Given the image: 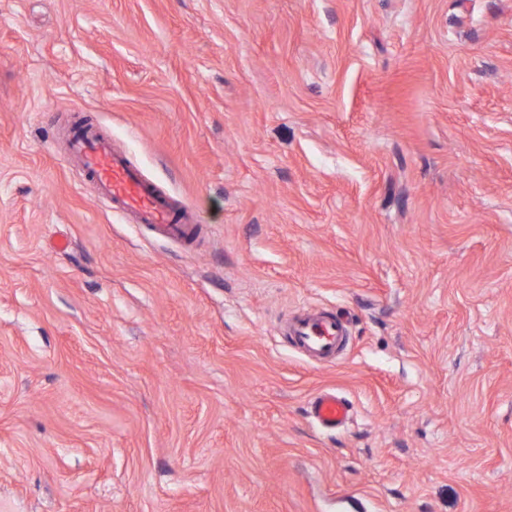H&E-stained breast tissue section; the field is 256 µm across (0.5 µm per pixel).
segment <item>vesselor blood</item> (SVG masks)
Here are the masks:
<instances>
[{"mask_svg":"<svg viewBox=\"0 0 512 512\" xmlns=\"http://www.w3.org/2000/svg\"><path fill=\"white\" fill-rule=\"evenodd\" d=\"M65 152L71 161L90 174L101 194L118 210L135 214L139 223L151 225L166 236L181 239L191 236L188 215L175 214L158 193L148 189L127 159L114 151L111 142L94 126L72 121L66 135ZM287 330L295 348L324 362L334 361L348 342L338 321L317 311L305 312L290 322ZM310 409L321 428L335 430L347 423L351 406L342 396L324 391L312 397Z\"/></svg>","mask_w":512,"mask_h":512,"instance_id":"1","label":"vessel or blood"}]
</instances>
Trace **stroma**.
<instances>
[{
    "mask_svg": "<svg viewBox=\"0 0 512 512\" xmlns=\"http://www.w3.org/2000/svg\"><path fill=\"white\" fill-rule=\"evenodd\" d=\"M0 512H512V0H0ZM79 120L75 118L68 128L65 152L90 174L101 194L116 209L135 214L139 223L151 225L169 237L188 239L193 231L189 224L190 209L176 216L158 193L146 187L127 159L112 149L107 138L93 125L80 124ZM291 344L307 356L334 362L345 349L348 336L334 318L319 311H307L287 325ZM310 409L313 419L321 428L336 430L349 420L351 406L336 392L324 391L312 397Z\"/></svg>",
    "mask_w": 512,
    "mask_h": 512,
    "instance_id": "1",
    "label": "stroma"
}]
</instances>
